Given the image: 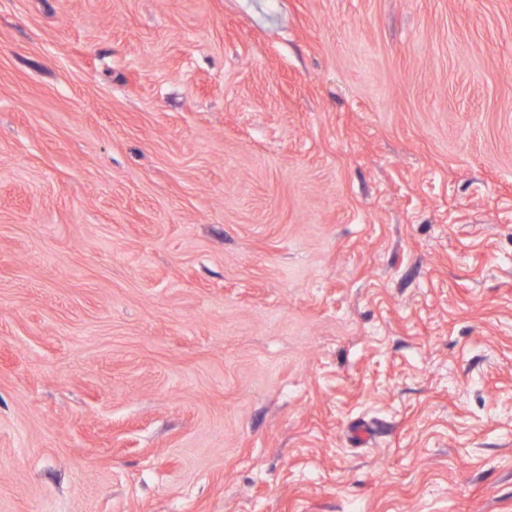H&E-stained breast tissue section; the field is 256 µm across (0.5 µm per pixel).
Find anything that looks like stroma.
I'll use <instances>...</instances> for the list:
<instances>
[{"label": "stroma", "mask_w": 512, "mask_h": 512, "mask_svg": "<svg viewBox=\"0 0 512 512\" xmlns=\"http://www.w3.org/2000/svg\"><path fill=\"white\" fill-rule=\"evenodd\" d=\"M0 512H512V0H0Z\"/></svg>", "instance_id": "stroma-1"}]
</instances>
